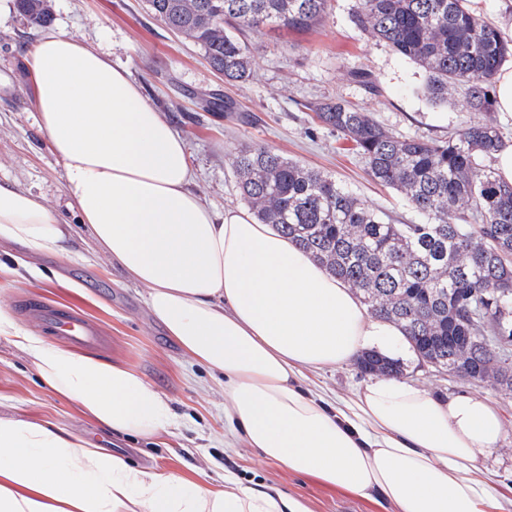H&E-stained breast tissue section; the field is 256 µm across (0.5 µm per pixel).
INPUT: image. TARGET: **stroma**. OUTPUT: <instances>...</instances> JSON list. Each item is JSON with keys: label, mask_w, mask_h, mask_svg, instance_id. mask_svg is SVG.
Segmentation results:
<instances>
[{"label": "stroma", "mask_w": 512, "mask_h": 512, "mask_svg": "<svg viewBox=\"0 0 512 512\" xmlns=\"http://www.w3.org/2000/svg\"><path fill=\"white\" fill-rule=\"evenodd\" d=\"M48 5L52 27L102 52L142 85L188 146L194 191L218 209L242 204L229 153L243 145H262L332 175L397 223L413 221L404 199L375 183L348 143L315 122L314 112L304 110L307 102L343 99L404 136L440 137L473 121H493L512 144V114L467 111L459 95L445 104L429 101L420 68L354 23L360 0H330L323 21L307 30L267 28L247 34L254 76L235 86L225 84L197 46L156 20L145 0H48ZM37 37V28L15 10L13 0H0V69L16 67L20 53ZM356 69L370 74L375 92H366L353 81ZM212 90L235 100L237 111L197 109L191 93ZM33 95L31 82L21 76L11 100L0 104V183L40 197L72 224L76 218L67 206L63 167L39 129ZM143 293L81 229L67 257L1 247L0 305L43 337L47 329L23 311L22 301L80 311L100 326L106 338L94 357L137 372L167 397L181 426L148 439L112 433L44 385L26 356L1 336L0 416L52 423L107 452L123 454L136 466L202 484L221 486L230 471L244 484L260 483L302 497L310 512H381L368 499L296 474L245 444L225 447L223 378L184 356L149 312ZM400 363L401 381L441 396L479 394L500 413L505 436L482 465L492 490L511 496L512 396L487 383L472 384L436 371L414 354ZM368 380L353 361L306 374L309 387L342 399L352 397Z\"/></svg>", "instance_id": "obj_1"}]
</instances>
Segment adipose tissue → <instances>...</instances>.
<instances>
[{
  "label": "adipose tissue",
  "mask_w": 512,
  "mask_h": 512,
  "mask_svg": "<svg viewBox=\"0 0 512 512\" xmlns=\"http://www.w3.org/2000/svg\"><path fill=\"white\" fill-rule=\"evenodd\" d=\"M39 128L65 171L68 206L97 247L145 288L153 316L194 363L224 377V428L288 470L393 512H503L479 465L505 433L486 397L443 398L388 377L352 399L301 386L304 371L362 349L404 348L403 331L308 253L243 208L193 190L187 146L123 68L46 27L20 56ZM71 224L30 192L0 184V244L68 254ZM54 391L121 434L178 425L136 372L47 342L0 307ZM0 512H309L302 499L212 489L137 468L52 424L0 418Z\"/></svg>",
  "instance_id": "obj_1"
}]
</instances>
